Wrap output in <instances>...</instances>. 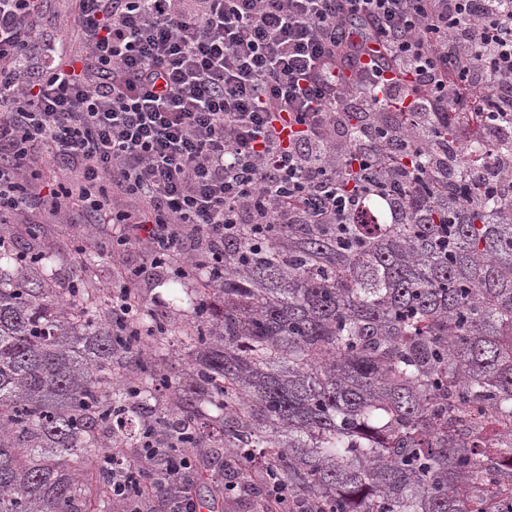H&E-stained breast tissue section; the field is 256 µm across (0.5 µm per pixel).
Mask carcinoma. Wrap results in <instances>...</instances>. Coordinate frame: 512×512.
Masks as SVG:
<instances>
[{
    "mask_svg": "<svg viewBox=\"0 0 512 512\" xmlns=\"http://www.w3.org/2000/svg\"><path fill=\"white\" fill-rule=\"evenodd\" d=\"M427 182L393 175L342 224H270L224 238L190 310L161 319L138 292L122 326L78 277L57 297L58 255L28 224L0 248V512H112V458L145 426L155 467L188 438L218 471L268 470L291 512H512L494 447L512 417V195L458 211L440 169L455 134L422 113ZM470 151L481 164L512 143ZM192 347L167 370L171 339ZM168 400L162 408L158 398ZM492 417L458 436L460 405Z\"/></svg>",
    "mask_w": 512,
    "mask_h": 512,
    "instance_id": "obj_1",
    "label": "carcinoma"
}]
</instances>
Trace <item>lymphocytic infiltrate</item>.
<instances>
[{
  "instance_id": "1",
  "label": "lymphocytic infiltrate",
  "mask_w": 512,
  "mask_h": 512,
  "mask_svg": "<svg viewBox=\"0 0 512 512\" xmlns=\"http://www.w3.org/2000/svg\"><path fill=\"white\" fill-rule=\"evenodd\" d=\"M47 0H0V220L28 204L118 225L119 249L146 270L183 278L195 248L224 267L241 224H338L411 151L418 112L455 113L476 133L512 118V0H76L82 53L61 64L46 37ZM396 112L389 139L359 128L353 179L336 178L338 125L350 112ZM45 155L65 181L37 183ZM467 188L498 196L512 167H468ZM144 431L137 458L115 463L112 499L140 512H199L192 456L163 471Z\"/></svg>"
}]
</instances>
